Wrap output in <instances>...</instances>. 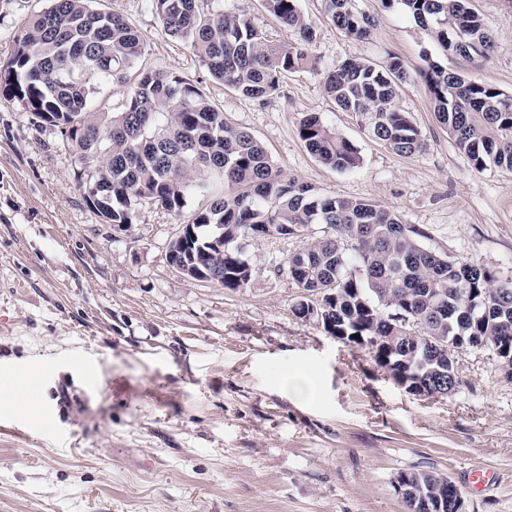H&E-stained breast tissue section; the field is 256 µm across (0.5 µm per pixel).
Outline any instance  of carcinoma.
<instances>
[{
  "label": "carcinoma",
  "mask_w": 512,
  "mask_h": 512,
  "mask_svg": "<svg viewBox=\"0 0 512 512\" xmlns=\"http://www.w3.org/2000/svg\"><path fill=\"white\" fill-rule=\"evenodd\" d=\"M398 2L445 51L485 56L493 47L471 0H382ZM94 0H48L14 34L13 51L0 60V95L19 103L37 119L61 129L69 151L84 166L85 199L109 224L133 223L138 207L153 203L193 225L195 237L169 242L172 259L182 262L204 251H224L218 284L237 291L252 278L246 232L297 239L319 224L322 234L288 254V276L303 295L296 307L316 299L329 336L350 344L367 341L374 363L407 373L431 386L415 393L449 397L459 388L455 364L432 344L460 336L482 341L485 349L512 359V286H493L492 275L421 246L422 233L402 224L391 210L363 200L321 195L286 179L249 132L234 127L194 85L164 72H144L126 93L124 107L104 121L88 111L95 83H123L144 52L139 31L123 17L91 6ZM266 10L299 36L287 45L264 39L250 18L204 10L199 0H151L170 35L189 39L211 76L238 93L263 101L285 72L313 69L307 45L313 27L298 0H264ZM325 12L349 37L364 38L374 19L353 10L351 0H324ZM441 123L459 148L482 171L512 170V95L450 73L434 62L417 72ZM410 79L400 58L376 67L349 58L324 77L325 91L344 111L363 121L368 135L400 156L426 149L409 116L396 109L399 85ZM307 150L339 171L361 163L358 148L311 113L297 128ZM208 172L228 191L213 196L203 210L183 220L197 175ZM224 236L215 240V225ZM218 246H213V242ZM421 345L406 357L404 337ZM424 500L454 512L459 489L431 471L399 473Z\"/></svg>",
  "instance_id": "1"
}]
</instances>
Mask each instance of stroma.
<instances>
[{"instance_id": "1", "label": "stroma", "mask_w": 512, "mask_h": 512, "mask_svg": "<svg viewBox=\"0 0 512 512\" xmlns=\"http://www.w3.org/2000/svg\"><path fill=\"white\" fill-rule=\"evenodd\" d=\"M204 2L246 15L270 43L298 38L264 0ZM46 5L0 0V58ZM95 6L141 33L134 73L198 87L282 176L390 209L424 248L512 282V171L475 170L422 82L403 83L395 100L427 144L409 157L372 139L323 85L346 58L396 56L408 73L432 61L511 95L512 0H472L494 49L470 57L443 52L401 5L352 0L375 19L354 39L322 0H299L316 66L285 73L263 102L213 79L149 0ZM309 113L359 148V167L341 172L307 151L297 125ZM177 228L147 204L131 227L106 223L59 128L0 97V389L25 367L41 404L35 415L0 408V512H405L392 481L407 469L448 476L466 512H512V382L492 352L459 354L456 394H410L367 350L295 317L300 290L283 270L294 241L250 240L252 278L231 291L168 265ZM306 367L315 393L299 401L287 380ZM477 467L493 474L478 491L467 482Z\"/></svg>"}]
</instances>
